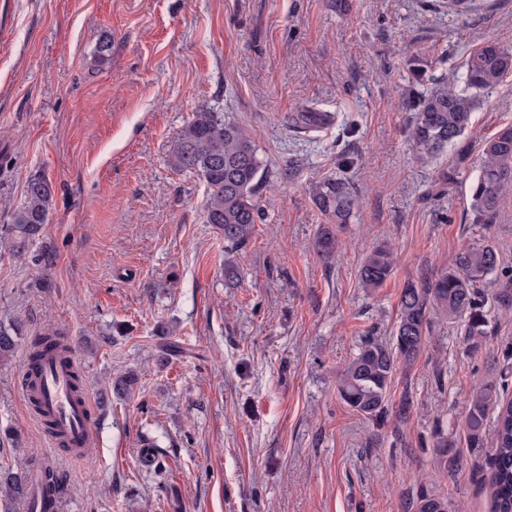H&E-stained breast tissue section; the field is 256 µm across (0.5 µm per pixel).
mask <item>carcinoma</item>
<instances>
[{
    "instance_id": "1",
    "label": "carcinoma",
    "mask_w": 512,
    "mask_h": 512,
    "mask_svg": "<svg viewBox=\"0 0 512 512\" xmlns=\"http://www.w3.org/2000/svg\"><path fill=\"white\" fill-rule=\"evenodd\" d=\"M512 72V50L494 44L483 45L469 53L464 86L444 84L426 95L418 105L412 137L419 149L436 154L456 144L467 131L473 101L494 88ZM327 112H300L294 118L297 127L317 132L327 125ZM180 172L198 177L208 190L206 223L224 236L230 249L244 247L260 220L255 197L266 182L267 169L260 158L250 129L224 118L213 108H201L182 128L169 158ZM512 190V124L499 128L483 144L482 162L477 179L470 186V205L479 224H492L503 193ZM55 195L53 182L43 174L31 176L21 204L14 210L5 228L15 255L25 250L48 222ZM316 208L330 223L322 226L317 238L318 251L328 257L338 243L337 232L348 222L356 195L348 181L325 177L311 185ZM500 266L499 253L491 244L460 250L448 269L420 283L409 282L402 288L399 318L391 343L369 338L343 369L338 383L340 399L352 410L368 418L388 412L387 392L397 370L410 367L424 350L431 332L433 316L439 315L458 324L470 346L478 349L488 334V302L512 306V276H504L491 294L481 288L486 278ZM394 260L383 246L372 249L362 262L359 278L366 288H377L392 274ZM16 337L0 328V360L13 356ZM54 349L74 352V346L57 332H43L29 342V356L39 359ZM512 369V351L492 360L488 373L473 386L465 400V429L470 446L490 445L493 512H512V400H502L503 376ZM139 383L131 371L112 381V392L127 397ZM497 410L493 427H488L490 409ZM438 463L452 470L458 458L454 444L444 432H438L434 444ZM28 473H7L0 480V498H23L28 488ZM415 512H448V499L422 491L415 501Z\"/></svg>"
}]
</instances>
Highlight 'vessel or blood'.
I'll return each mask as SVG.
<instances>
[{
  "label": "vessel or blood",
  "instance_id": "obj_1",
  "mask_svg": "<svg viewBox=\"0 0 512 512\" xmlns=\"http://www.w3.org/2000/svg\"><path fill=\"white\" fill-rule=\"evenodd\" d=\"M77 368L75 358L59 361L46 357L43 361L37 388H25L26 398L37 401L36 419L48 420L52 430L48 441L52 448L76 456L78 449L92 447L95 435L91 419L94 407L90 397L75 396L73 373ZM29 495L26 512H60L62 486H52L40 471L29 476Z\"/></svg>",
  "mask_w": 512,
  "mask_h": 512
}]
</instances>
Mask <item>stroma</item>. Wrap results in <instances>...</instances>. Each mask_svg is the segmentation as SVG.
<instances>
[{"label":"stroma","mask_w":512,"mask_h":512,"mask_svg":"<svg viewBox=\"0 0 512 512\" xmlns=\"http://www.w3.org/2000/svg\"><path fill=\"white\" fill-rule=\"evenodd\" d=\"M487 43L512 49V0L459 16L438 0H0V226L30 176L56 189L28 259L0 241V326L22 340L0 362V470L49 452L21 385L25 339L51 328L78 342L98 416L95 447L55 461L61 512H414L425 489L449 512H490L489 451L468 444L465 397L512 349V308H490L477 350L436 318L381 418L337 391L365 337L391 342L407 282L488 242L512 270V193L492 224L475 223L469 197L484 138L512 124V73L455 146L431 157L411 140L419 99L463 78ZM203 107L252 130L268 169L233 288L205 184L169 162ZM308 110L335 120L305 136L294 118ZM326 176L357 192L328 259L309 194ZM381 244L394 272L362 287ZM161 323L184 351L159 369ZM129 369L140 390L105 397ZM440 427L460 456L453 473L437 462ZM151 442L162 470L142 459Z\"/></svg>","instance_id":"obj_1"}]
</instances>
